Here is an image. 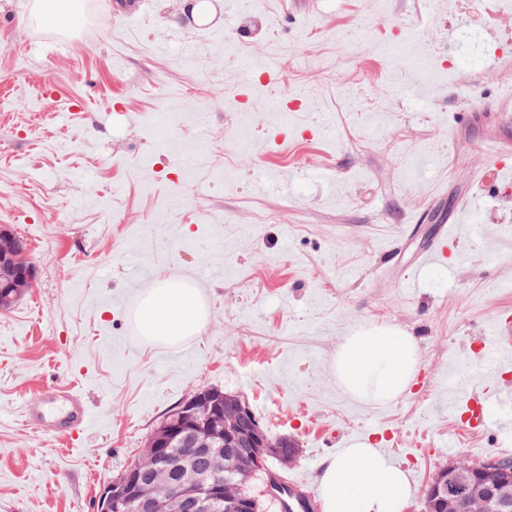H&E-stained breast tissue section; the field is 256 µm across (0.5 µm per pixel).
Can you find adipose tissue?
<instances>
[{
	"label": "adipose tissue",
	"instance_id": "1",
	"mask_svg": "<svg viewBox=\"0 0 512 512\" xmlns=\"http://www.w3.org/2000/svg\"><path fill=\"white\" fill-rule=\"evenodd\" d=\"M197 288H169L159 282L142 298L136 319L151 342L174 344L194 335L206 319ZM419 361L418 345L405 330L372 325L346 336L336 349L334 373L351 398L386 404L411 383ZM409 476L368 442L356 440L328 460L320 480L325 512H402Z\"/></svg>",
	"mask_w": 512,
	"mask_h": 512
}]
</instances>
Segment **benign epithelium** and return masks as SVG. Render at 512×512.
<instances>
[{"label":"benign epithelium","instance_id":"7a95c632","mask_svg":"<svg viewBox=\"0 0 512 512\" xmlns=\"http://www.w3.org/2000/svg\"><path fill=\"white\" fill-rule=\"evenodd\" d=\"M0 238L9 239L13 250L0 249V295L12 292L33 278L20 240L4 229ZM188 449L185 457L169 466L170 450ZM286 468L293 460V444L288 438L270 439L244 400L219 388H202L187 398L177 417L158 427L138 458L121 478L105 487L99 496L97 512H222L230 505L233 512H253L240 495L231 475L246 460L248 475L268 474L267 493H273L278 478L269 472L268 459ZM457 465L440 470L427 487V494L446 503L441 512H457L449 487L457 477ZM479 488L475 502L479 510L486 503L497 512H512V486L498 475L484 470L468 473ZM169 488L161 494V487Z\"/></svg>","mask_w":512,"mask_h":512}]
</instances>
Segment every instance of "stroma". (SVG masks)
Listing matches in <instances>:
<instances>
[{
  "instance_id": "stroma-1",
  "label": "stroma",
  "mask_w": 512,
  "mask_h": 512,
  "mask_svg": "<svg viewBox=\"0 0 512 512\" xmlns=\"http://www.w3.org/2000/svg\"><path fill=\"white\" fill-rule=\"evenodd\" d=\"M36 0H0V227L25 245L27 293L0 309V512H96L166 413L194 391L240 396L297 454L285 479L320 488L339 448L389 432L422 512L448 463L512 458V398L473 404L512 371L483 365L512 316V0H78L63 37ZM252 95H245V88ZM445 263L423 264L459 205ZM198 288L208 318L172 345L141 336L157 281ZM419 346L386 405L337 385L358 328ZM74 386L82 440L28 425L23 401Z\"/></svg>"
}]
</instances>
